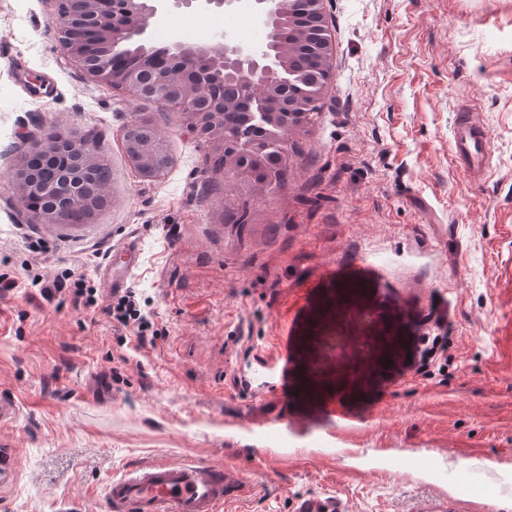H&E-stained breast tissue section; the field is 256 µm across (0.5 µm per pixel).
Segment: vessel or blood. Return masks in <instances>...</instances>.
I'll list each match as a JSON object with an SVG mask.
<instances>
[{
  "instance_id": "1",
  "label": "vessel or blood",
  "mask_w": 512,
  "mask_h": 512,
  "mask_svg": "<svg viewBox=\"0 0 512 512\" xmlns=\"http://www.w3.org/2000/svg\"><path fill=\"white\" fill-rule=\"evenodd\" d=\"M451 151L469 170H482L489 154L488 135L470 117H461ZM330 377L346 388L362 382L340 364L326 374L310 366L295 373L293 387L311 403ZM243 492L226 467L190 460L151 463L127 472L109 483L105 497L111 512H221L225 502Z\"/></svg>"
}]
</instances>
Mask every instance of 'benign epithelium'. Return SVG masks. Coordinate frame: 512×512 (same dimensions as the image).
I'll list each match as a JSON object with an SVG mask.
<instances>
[{
  "instance_id": "benign-epithelium-1",
  "label": "benign epithelium",
  "mask_w": 512,
  "mask_h": 512,
  "mask_svg": "<svg viewBox=\"0 0 512 512\" xmlns=\"http://www.w3.org/2000/svg\"><path fill=\"white\" fill-rule=\"evenodd\" d=\"M215 12L244 10L267 30L256 45H187L174 42L156 48L149 29L164 16L168 2ZM325 0H308L319 32L312 52L318 63L316 83L299 75L288 60V43L307 31L292 21L290 0H58L53 27L60 50L91 80L120 90L135 100L163 102L186 120V131L223 150L221 161L273 182L288 156L289 134L301 130L332 78L336 52L329 36ZM221 70L240 85L232 102L210 100L207 77ZM294 88L288 97V88ZM133 124L150 131L126 149L131 165L147 179L162 175L169 156L157 129L136 116ZM37 155L55 158V173L33 175L29 162ZM93 138L77 129L52 128L23 154L13 171L18 202L30 224H69V203L91 197L85 173L100 165Z\"/></svg>"
}]
</instances>
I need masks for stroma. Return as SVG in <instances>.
Instances as JSON below:
<instances>
[{
  "instance_id": "stroma-1",
  "label": "stroma",
  "mask_w": 512,
  "mask_h": 512,
  "mask_svg": "<svg viewBox=\"0 0 512 512\" xmlns=\"http://www.w3.org/2000/svg\"><path fill=\"white\" fill-rule=\"evenodd\" d=\"M336 45L320 110L290 140L282 179L220 167L183 119L94 83L57 47L55 0H0V274L85 275L113 291L134 241L158 337L139 348L104 308L0 291V448L16 473L0 512H108L112 478L156 462L229 467L223 512H512V0H327ZM251 15L170 7L151 42L259 44ZM490 137L466 172L459 112ZM172 164L129 163L132 113ZM52 127L93 132L112 168L91 223L30 224L12 169ZM361 278L369 319L325 314L330 284ZM294 366L332 354L377 371L348 416L312 422L281 400L279 339ZM436 336L448 359L425 365Z\"/></svg>"
}]
</instances>
